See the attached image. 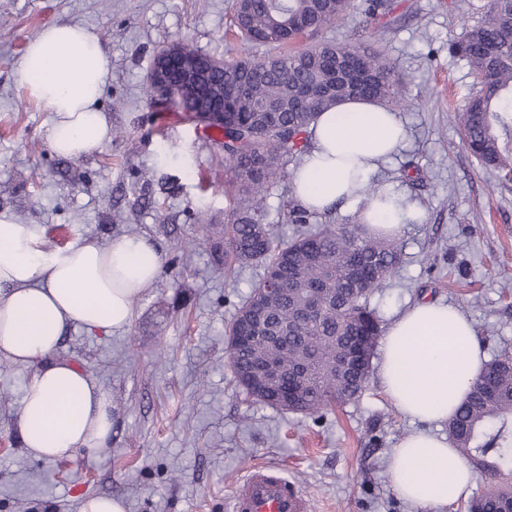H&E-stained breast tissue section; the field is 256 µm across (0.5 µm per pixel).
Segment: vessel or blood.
Masks as SVG:
<instances>
[{
  "mask_svg": "<svg viewBox=\"0 0 512 512\" xmlns=\"http://www.w3.org/2000/svg\"><path fill=\"white\" fill-rule=\"evenodd\" d=\"M226 512H312L310 498L280 471L253 468L235 487Z\"/></svg>",
  "mask_w": 512,
  "mask_h": 512,
  "instance_id": "b4317fda",
  "label": "vessel or blood"
}]
</instances>
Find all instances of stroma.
I'll return each mask as SVG.
<instances>
[{
  "label": "stroma",
  "mask_w": 512,
  "mask_h": 512,
  "mask_svg": "<svg viewBox=\"0 0 512 512\" xmlns=\"http://www.w3.org/2000/svg\"><path fill=\"white\" fill-rule=\"evenodd\" d=\"M232 0H0V210L36 225L44 243L151 240L162 256L129 328L75 326L61 354L112 394V449L34 459L16 436L33 365H0V512H78L82 498L122 499L126 512H225L253 466L281 469L313 512H419L392 488L388 459L420 425L370 376L358 401L315 415L245 400L225 362V327L257 281L256 266L219 273L224 153L185 113L144 89L157 52L181 39L234 60ZM492 0H392L377 23L359 11L322 38L378 49L403 77L404 139L372 173L399 204L401 262L370 300L389 327L414 304L456 307L487 357L512 348V181L482 166L454 121L478 86L449 45ZM59 21L95 29L112 59L101 98L109 139L79 166L47 142L53 115L26 98L18 63L35 33ZM197 242L195 250L183 241Z\"/></svg>",
  "instance_id": "obj_1"
}]
</instances>
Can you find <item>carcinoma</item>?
<instances>
[{
	"label": "carcinoma",
	"mask_w": 512,
	"mask_h": 512,
	"mask_svg": "<svg viewBox=\"0 0 512 512\" xmlns=\"http://www.w3.org/2000/svg\"><path fill=\"white\" fill-rule=\"evenodd\" d=\"M351 0H235L234 24L242 42L274 52L227 62L188 41L177 53L198 59L202 79L187 90L181 108L222 134L224 191L235 197L220 233L229 274L248 265L262 277L232 318L227 332V362L233 382L246 398L272 408L317 414L329 406L356 401L368 383L381 336L380 319L370 298L384 287L400 261L397 242L375 236L361 224H321L299 229L288 240L267 223L266 198L286 176L283 157L302 160L311 149V125L318 115L352 97L390 106L403 105L394 66L372 49L354 50L323 40L296 52L289 47L343 19ZM369 20L389 9L387 0H364ZM474 75L487 79L467 106L455 113L469 152L481 163L512 178V153L499 142L496 128L512 124V0H494L489 17L465 29L450 44ZM345 62L336 90L321 92L322 78ZM244 79L247 93L234 99L227 120L213 119L212 88L232 90ZM391 192L367 182L357 192L359 209ZM314 211L294 198L288 223L309 224ZM284 278L283 290L268 291V276ZM311 304L316 313L308 317ZM276 333L288 349L266 345L253 335ZM278 358L284 370L280 390L267 386L257 367ZM458 456L490 476L485 489L467 503V512H512V351L505 348L487 364L463 405L448 422Z\"/></svg>",
	"instance_id": "obj_1"
}]
</instances>
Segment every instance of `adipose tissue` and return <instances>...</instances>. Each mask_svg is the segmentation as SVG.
<instances>
[{
	"label": "adipose tissue",
	"mask_w": 512,
	"mask_h": 512,
	"mask_svg": "<svg viewBox=\"0 0 512 512\" xmlns=\"http://www.w3.org/2000/svg\"><path fill=\"white\" fill-rule=\"evenodd\" d=\"M111 68L101 37L76 23L49 24L26 45L21 86L53 113L47 140L56 155H86L107 140L110 126L100 98ZM403 137L395 112L373 100H350L320 113L312 147L292 174L294 195L317 212L351 201ZM160 272L161 257L148 239L77 240L47 249L36 225L0 211V355L35 366L16 427L31 456L56 461L79 450H110L111 394L60 355L61 337L71 325L106 335L128 328L134 300ZM485 361L463 314L423 301L389 326L379 375L405 415L444 423ZM388 471L397 494L427 512L457 502L475 479L445 437L426 431L408 435L392 451Z\"/></svg>",
	"instance_id": "1"
}]
</instances>
